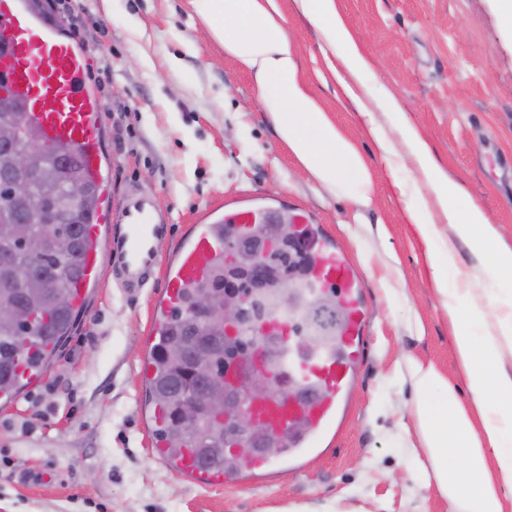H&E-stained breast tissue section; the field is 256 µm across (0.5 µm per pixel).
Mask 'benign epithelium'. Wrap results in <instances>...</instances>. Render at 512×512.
Here are the masks:
<instances>
[{
	"instance_id": "7a95c632",
	"label": "benign epithelium",
	"mask_w": 512,
	"mask_h": 512,
	"mask_svg": "<svg viewBox=\"0 0 512 512\" xmlns=\"http://www.w3.org/2000/svg\"><path fill=\"white\" fill-rule=\"evenodd\" d=\"M0 116L5 118V121L0 122V162L4 165L5 178L11 184L7 194V208L12 217L7 223L32 225L30 235L19 242L27 257L25 262L19 263L5 253L0 255V288L9 291V294L0 297V320L25 327L31 320L33 309L20 304L14 297L26 291L34 280L35 271L44 255L45 232L49 227L61 223L51 204L52 194L44 191L34 196L31 189L36 183L42 155H57L60 168L65 170L75 151L58 150L46 144L39 135L28 148H13L14 127L21 122L23 113L14 94L1 85ZM280 236L278 229L262 225L251 235L257 244L256 250L245 252L242 246L231 243V249L224 254V306L216 307L208 299L202 298L192 310L194 316L202 319L205 324L222 328L225 336L238 340L242 356L255 358L261 363L270 361L264 337L269 335L266 328L275 323L273 312L269 310L257 320L259 328L254 336L239 339L238 326L254 294L291 287L284 271L270 263V254L276 250ZM328 321L327 309L315 298L291 317V322L284 325L280 335H295L304 323L315 325L326 324ZM228 372L226 368L199 386L190 379L177 385L174 398L179 409L175 420L179 427L193 432L202 418L209 417L229 421L238 431L257 429L256 418L245 407L241 397L247 395L255 400L263 399L268 395L266 382L255 370L247 376L246 386L243 387L231 382Z\"/></svg>"
}]
</instances>
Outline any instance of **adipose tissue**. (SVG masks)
<instances>
[{
  "mask_svg": "<svg viewBox=\"0 0 512 512\" xmlns=\"http://www.w3.org/2000/svg\"><path fill=\"white\" fill-rule=\"evenodd\" d=\"M201 16L224 42V54L250 73L274 128L319 189L349 203L345 230L365 267L377 270L387 301L404 296L393 255L376 258L369 243L382 225L363 223L374 203L371 172L354 142L330 119L298 76L295 51L277 0H200ZM339 63L334 74L377 142L388 169L403 160L414 166L422 186L419 201L406 204L408 223L428 241L433 289L453 331L457 365L469 396L461 398L453 379L418 355L397 360L388 377L395 390L414 396L395 420V436L412 466L410 476L447 501L448 512H512V298L490 295L486 285L512 268V248L465 187L438 166L427 144L404 120L392 94L374 97L363 78L372 65L356 43L339 0H296ZM393 118L383 127L375 118ZM476 261L459 266L458 245ZM457 269L449 285V269Z\"/></svg>",
  "mask_w": 512,
  "mask_h": 512,
  "instance_id": "ef3b65f1",
  "label": "adipose tissue"
}]
</instances>
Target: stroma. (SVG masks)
<instances>
[{"label": "stroma", "instance_id": "35a3bbf8", "mask_svg": "<svg viewBox=\"0 0 512 512\" xmlns=\"http://www.w3.org/2000/svg\"><path fill=\"white\" fill-rule=\"evenodd\" d=\"M289 39L324 109L370 163L381 224L379 254L394 253L405 298L387 304L366 278L369 332L356 388L334 435L300 470L243 486L202 488L156 456L144 362L151 300L162 278L135 294L104 274L45 376L0 402V512H448L409 479L390 432L398 402L385 372L414 353L455 370L448 320L428 279L426 246L403 221L416 200L411 164L389 175L361 116L328 70L322 38L294 0H279ZM375 68V96H398L436 161L462 181L512 246V35L495 0H340ZM197 0H40L39 11L88 55L87 81L105 131L112 203L150 193L173 240L209 208L250 200L274 218L306 217L355 256L350 208L320 192L280 139L252 76L224 55ZM419 313L425 333L403 327Z\"/></svg>", "mask_w": 512, "mask_h": 512}]
</instances>
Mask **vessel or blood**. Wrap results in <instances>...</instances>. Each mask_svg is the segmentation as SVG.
Instances as JSON below:
<instances>
[{"instance_id": "vessel-or-blood-1", "label": "vessel or blood", "mask_w": 512, "mask_h": 512, "mask_svg": "<svg viewBox=\"0 0 512 512\" xmlns=\"http://www.w3.org/2000/svg\"><path fill=\"white\" fill-rule=\"evenodd\" d=\"M0 77L28 104L25 120L39 129L43 139L59 148L74 149L87 178L104 180L105 141L99 108L87 82V58L76 42L60 35L30 10L27 0H0ZM101 204L83 228L88 243L81 277L69 287L72 304L84 310L90 288L108 263L127 291L143 288L151 275L162 273L163 287L155 296L153 338L167 332L172 309L184 288L203 279L224 255V225L249 228L265 212L244 203L223 219L203 215L179 237L167 259L160 261L159 244L170 228L151 195L133 192L120 209H113L112 194L103 190ZM304 242L309 265L306 291L311 295L335 294L342 321L330 342L300 349L287 339L280 363L266 377L271 390L265 401L252 403L260 424L288 434L285 458L272 461L257 456L236 471L219 472L198 465L192 453L172 467L201 486L240 483L280 465L293 471L331 431L343 412L362 362L369 312L363 283L347 255L320 237L312 225L296 227ZM304 388L308 403H296L290 390Z\"/></svg>"}]
</instances>
